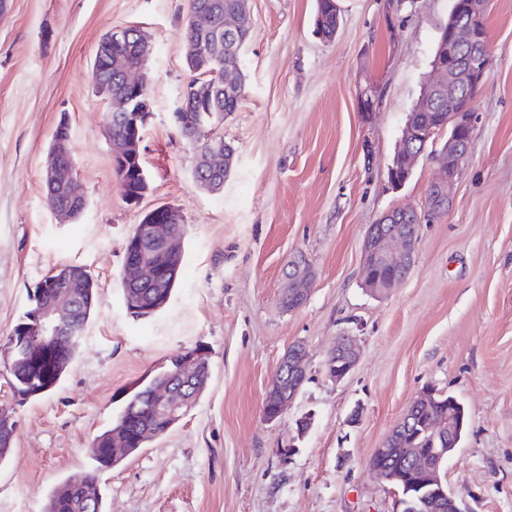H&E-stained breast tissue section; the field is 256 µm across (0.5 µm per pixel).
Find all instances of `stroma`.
<instances>
[{
    "mask_svg": "<svg viewBox=\"0 0 512 512\" xmlns=\"http://www.w3.org/2000/svg\"><path fill=\"white\" fill-rule=\"evenodd\" d=\"M188 6L9 0L0 20V346L56 267L85 266L97 285L55 390L19 400L0 361V409L17 422L0 463V512H45L55 487L90 470L103 512H397L398 490L369 462L427 387L467 413L445 468L461 512H512V0H489L493 61L472 102L451 204L421 225L409 275L381 297L363 286L362 242L386 212L426 207L434 154L398 188L388 168L433 74L452 0H338L343 20L330 41L313 33L315 0H249L244 94L220 128L235 165L215 192L196 181V154L173 118L190 78ZM133 25L150 45L152 102L142 142L149 188L136 203L115 174L108 105L90 79L107 28ZM63 117L87 201L70 222L46 207L43 182ZM162 204L185 216L181 272L168 304L138 316L123 297L125 243ZM296 255L315 277L290 311L282 294ZM345 333L360 355L336 381L326 358ZM296 343L307 378L283 416L265 422L267 384ZM194 348L211 371L196 405L167 435L95 470L91 442L131 391Z\"/></svg>",
    "mask_w": 512,
    "mask_h": 512,
    "instance_id": "obj_1",
    "label": "stroma"
}]
</instances>
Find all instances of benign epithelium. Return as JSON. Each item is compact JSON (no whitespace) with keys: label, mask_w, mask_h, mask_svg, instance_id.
<instances>
[{"label":"benign epithelium","mask_w":512,"mask_h":512,"mask_svg":"<svg viewBox=\"0 0 512 512\" xmlns=\"http://www.w3.org/2000/svg\"><path fill=\"white\" fill-rule=\"evenodd\" d=\"M486 3L483 0H453L447 22L441 26V55L436 58L437 76L428 82L425 101H438L448 95V111L436 112L427 120L413 112L402 129L396 151V165L390 167L389 179L398 185L397 170L410 171L424 152L426 145L442 134L446 139L437 154L438 176L430 185V209L442 213L450 200L448 188L459 178L468 159L475 129V112L462 103L460 91L476 89L490 70L492 60L488 42L483 40ZM240 18L237 14H224L215 33H224L230 39L237 35ZM139 62L129 64L121 75V82L133 88L135 98H118L112 101L111 111L116 124L128 126L129 132L138 134V121L142 113L149 111L145 86L147 78L146 44L138 43ZM211 69L207 76L211 86L228 81L224 62L207 58ZM70 135L68 122L63 120L56 129V137L46 168L45 181L49 188L68 182L67 201L57 214L69 216L82 211L85 200L77 188L76 179L68 171ZM426 216L413 208H397L384 214L375 224L369 225L362 243V264L365 273L363 285L375 296H383L397 287L409 272L415 257L419 229ZM185 223L183 213L173 207L161 206L148 213L141 222L134 245L124 259L127 280L132 283L156 286L162 275L161 267L152 261L161 253L173 256L178 253L182 239L174 225ZM288 287L284 293V306L288 310L300 307L307 300L314 271L306 258L299 256L288 265ZM75 277L64 272L48 284L47 296H38L34 323L22 333L19 343L33 357L40 356L50 346H68L73 342L68 326L78 309L79 295L75 292ZM359 359V345L353 336H340L330 351L326 365L333 379L343 380L355 368ZM208 366L203 354L193 349L183 354L177 367L169 372L165 383L153 390L155 407L160 414L174 423L195 405L197 399L196 373ZM282 371L268 386L265 401L273 404V411L263 415L272 423L282 417L288 406L298 396L306 378V352L304 346H291L280 360ZM437 391L429 389L415 399L402 414L394 430L400 431L411 425V418L422 413L419 421L421 432L438 440L437 448H405L404 457L409 474L428 489L434 501L448 503L451 512H461L457 497L444 489L439 463L444 454H452L446 448V433L450 432L447 413L434 409Z\"/></svg>","instance_id":"7a95c632"}]
</instances>
